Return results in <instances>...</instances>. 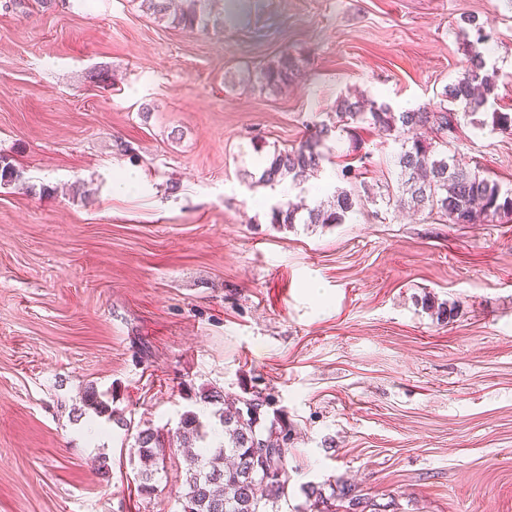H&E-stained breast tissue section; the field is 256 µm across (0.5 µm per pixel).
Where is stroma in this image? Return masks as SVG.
Listing matches in <instances>:
<instances>
[{
	"label": "stroma",
	"instance_id": "obj_1",
	"mask_svg": "<svg viewBox=\"0 0 512 512\" xmlns=\"http://www.w3.org/2000/svg\"><path fill=\"white\" fill-rule=\"evenodd\" d=\"M470 15L512 113V0H248L220 29L140 0H0V156L23 172L0 186V512H181L179 448L143 494L133 429L209 418L213 386L271 394L291 425L279 512L341 480L382 512H512V221L368 202L279 226L271 206L334 181L242 178L339 97L434 109ZM284 56L297 79L262 87ZM354 149L356 193L395 184L400 144L365 123L326 170ZM448 151L512 189V136L465 119ZM90 387L112 418L84 410Z\"/></svg>",
	"mask_w": 512,
	"mask_h": 512
}]
</instances>
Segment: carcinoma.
Wrapping results in <instances>:
<instances>
[{"mask_svg":"<svg viewBox=\"0 0 512 512\" xmlns=\"http://www.w3.org/2000/svg\"><path fill=\"white\" fill-rule=\"evenodd\" d=\"M239 0H184L180 11H171L169 0H142L151 14L171 19L177 26L192 28L208 25L206 6L222 5L219 20L232 13ZM487 22L471 16L463 36L471 39L470 52L457 79L446 86L439 106L396 112L385 103L341 97L336 101L332 122L314 126L300 144L290 150L274 152L258 183L273 186L285 180L299 185L309 173L322 167V151L337 129L366 122L386 136L400 139L396 156L400 168L398 193L384 186L380 198L416 210L427 209L450 224H489L512 217V190L502 191L498 182L461 167L445 151L438 149L448 128H457L460 118L476 117L480 127L512 134V113L489 112L487 104L496 97L498 70L487 68L478 45L487 40ZM295 77L293 61L284 56L263 73L265 85L281 89ZM23 179L22 172L0 158V185ZM363 204L362 198L347 188H337L330 199L314 207L304 202L280 203L271 209L272 224H343L349 214ZM204 399L217 406L211 417L223 427L224 440L210 445L211 424H205L194 411L185 412L180 421L179 439L187 463L181 495L182 512H276L277 502L286 492L285 464L291 441V426L273 410V398L259 391L237 398L224 407V394L213 387ZM83 402L97 415L112 417L109 406L95 391H87ZM139 457L154 464L164 459L163 433L150 427L137 431ZM278 448L276 457L261 458L257 450ZM301 512H379L377 504L363 497L352 484L340 482L326 495L311 487Z\"/></svg>","mask_w":512,"mask_h":512,"instance_id":"obj_1","label":"carcinoma"}]
</instances>
